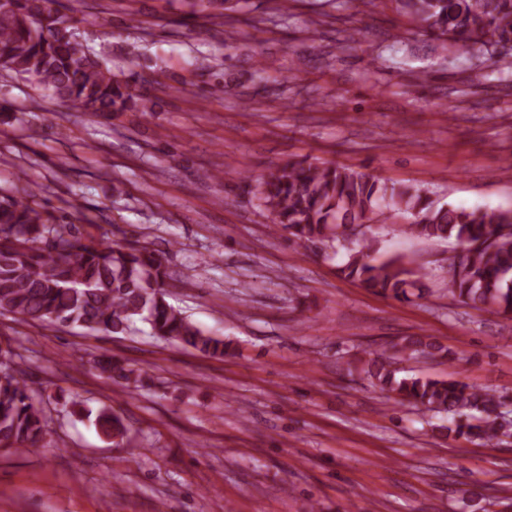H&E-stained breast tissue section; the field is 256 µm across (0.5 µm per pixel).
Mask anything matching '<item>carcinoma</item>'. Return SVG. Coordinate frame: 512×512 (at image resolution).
Returning <instances> with one entry per match:
<instances>
[{
    "mask_svg": "<svg viewBox=\"0 0 512 512\" xmlns=\"http://www.w3.org/2000/svg\"><path fill=\"white\" fill-rule=\"evenodd\" d=\"M55 0L0 3V56L7 71L27 80L68 109L105 117L143 112L145 100L131 78L116 73L72 32V18ZM424 32L479 53L512 46V0H400ZM254 196L274 230L300 247L350 239L349 230L373 221L406 220L405 232L427 239L455 238L462 246L448 264V297L479 310L512 314V209L437 206L419 187L390 182L348 166L288 160L255 181ZM31 191L0 194V314L21 322L77 326L88 333L127 334L135 321L151 335L185 349L222 357L224 337L199 328L165 300L167 273L159 251L138 241L112 246L65 231L52 214L31 205ZM345 278L397 300L420 288L419 271L398 257H382L365 235L339 267ZM386 355L372 351L364 372L381 391L444 414L441 432L469 441L507 445L512 438V399L451 380L399 376L401 356H448V347L428 336H407ZM0 361V448L35 451L48 425L42 402L30 393L25 373ZM112 383L130 390L140 370L109 356L85 358ZM103 435L122 438L121 417L103 410Z\"/></svg>",
    "mask_w": 512,
    "mask_h": 512,
    "instance_id": "carcinoma-1",
    "label": "carcinoma"
}]
</instances>
